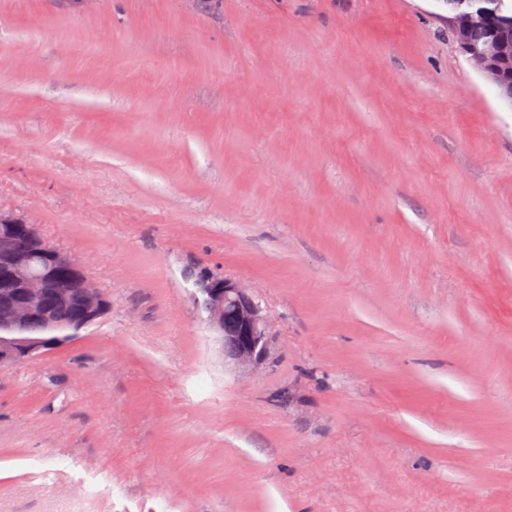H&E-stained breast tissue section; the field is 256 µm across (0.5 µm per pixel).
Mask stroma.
Returning a JSON list of instances; mask_svg holds the SVG:
<instances>
[{
	"label": "stroma",
	"instance_id": "obj_1",
	"mask_svg": "<svg viewBox=\"0 0 512 512\" xmlns=\"http://www.w3.org/2000/svg\"><path fill=\"white\" fill-rule=\"evenodd\" d=\"M1 209L110 308L0 365V512H512V112L435 0H0ZM195 286L204 304V320L217 336L224 360L239 369L261 365L266 358L270 320L250 288L209 272L197 277Z\"/></svg>",
	"mask_w": 512,
	"mask_h": 512
}]
</instances>
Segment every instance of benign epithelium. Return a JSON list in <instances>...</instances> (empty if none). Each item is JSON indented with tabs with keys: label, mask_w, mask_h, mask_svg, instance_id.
I'll list each match as a JSON object with an SVG mask.
<instances>
[{
	"label": "benign epithelium",
	"mask_w": 512,
	"mask_h": 512,
	"mask_svg": "<svg viewBox=\"0 0 512 512\" xmlns=\"http://www.w3.org/2000/svg\"><path fill=\"white\" fill-rule=\"evenodd\" d=\"M452 42L458 52L478 71L493 90L497 102L512 104V23L499 19L498 0H440ZM25 220L0 211V240L20 231ZM38 265L12 253L0 251V365L35 357L57 344L67 334L55 318L39 304L45 289L53 286L66 270L82 286L84 322L101 317L109 307L108 298L90 280L83 266L46 247L43 239L31 235ZM204 304L205 322L217 336L224 360L236 368L248 369L266 358L270 320L249 289L221 275L206 273L195 280ZM38 318L53 338H34L21 333L24 325Z\"/></svg>",
	"instance_id": "obj_1"
}]
</instances>
